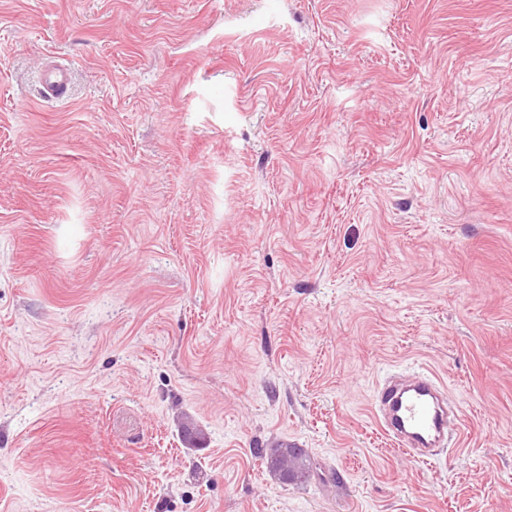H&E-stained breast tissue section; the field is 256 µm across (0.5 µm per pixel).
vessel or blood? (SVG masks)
<instances>
[{"instance_id":"obj_1","label":"vessel or blood","mask_w":512,"mask_h":512,"mask_svg":"<svg viewBox=\"0 0 512 512\" xmlns=\"http://www.w3.org/2000/svg\"><path fill=\"white\" fill-rule=\"evenodd\" d=\"M40 94L61 102L70 94V69L53 65L41 73ZM382 429L411 458L425 462L438 455L448 438V401L442 384L429 372L385 380L373 398Z\"/></svg>"}]
</instances>
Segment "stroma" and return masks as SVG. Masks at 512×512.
<instances>
[{
  "label": "stroma",
  "instance_id": "stroma-1",
  "mask_svg": "<svg viewBox=\"0 0 512 512\" xmlns=\"http://www.w3.org/2000/svg\"><path fill=\"white\" fill-rule=\"evenodd\" d=\"M421 368L429 464L371 412ZM0 486L512 512V0H0ZM70 67L65 64L52 65L41 73L40 94L44 98L61 102L69 98ZM258 454L265 459L268 468L286 482L305 478L312 468L309 455L288 443L259 449Z\"/></svg>",
  "mask_w": 512,
  "mask_h": 512
}]
</instances>
